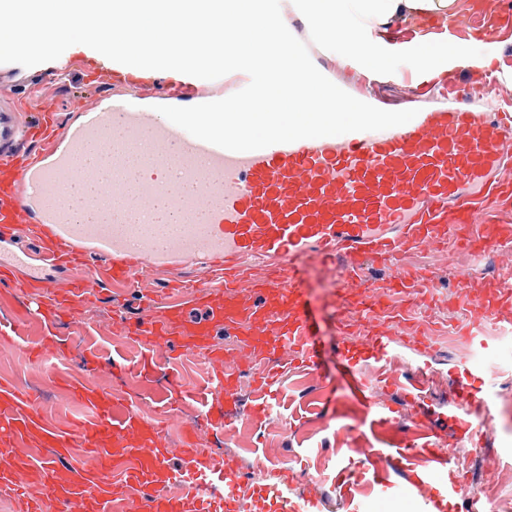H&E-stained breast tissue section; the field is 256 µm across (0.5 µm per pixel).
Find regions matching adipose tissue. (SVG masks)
I'll return each instance as SVG.
<instances>
[{"mask_svg":"<svg viewBox=\"0 0 512 512\" xmlns=\"http://www.w3.org/2000/svg\"><path fill=\"white\" fill-rule=\"evenodd\" d=\"M459 0H0V58L65 62L73 47L111 61L123 82L157 77L196 86L212 75L251 77L258 103H225L249 132L288 135L361 118L360 99L341 96L324 70L284 39L300 21L319 48L364 75L391 68L403 50L413 68L437 78L457 64L483 65L476 40L442 44L413 20L452 16Z\"/></svg>","mask_w":512,"mask_h":512,"instance_id":"obj_1","label":"adipose tissue"}]
</instances>
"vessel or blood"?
Instances as JSON below:
<instances>
[{"label": "vessel or blood", "instance_id": "obj_1", "mask_svg": "<svg viewBox=\"0 0 512 512\" xmlns=\"http://www.w3.org/2000/svg\"><path fill=\"white\" fill-rule=\"evenodd\" d=\"M483 86L497 95V111L472 108L468 78H419L400 109L274 140L230 127L214 133L189 113L165 116L137 98L79 99L76 124L47 104L33 119L0 111V234L41 240L37 264L23 251L0 253L7 298H24L13 337L39 322L43 337L31 351L44 360L65 345L57 323L82 318L95 284L110 283L117 302L137 295L142 315L116 310L114 331L152 346L188 336L193 348L209 349L212 375L196 401L217 431L240 370L210 350L214 332L316 368L299 280L305 260L337 268L349 313L340 332L367 337L377 361L392 336L428 338L431 323L409 318L404 304L432 298L436 274L407 266V257L456 245L479 257L512 245V89L492 69ZM427 96L437 105L421 108ZM21 136L38 141V151L17 153ZM189 260L199 264L195 273L184 270ZM44 265L69 270L72 282L49 283ZM375 266L389 269L388 279L373 281ZM159 273L170 282L163 292L147 286ZM511 302L512 267L495 292L468 301L467 338L504 318ZM475 382L461 378L455 414L473 440L494 419ZM58 388L85 408L81 420L57 422L38 412L30 392L0 384V459L8 465L0 484L13 490L15 512H129L135 493L141 512H172L164 492L171 485L185 488L183 512H200L215 478L226 512H250L233 459L217 461L189 433L183 465L172 469L161 429L136 404L117 408L69 375ZM33 444L54 458L19 455ZM83 454L97 469L59 480L55 460Z\"/></svg>", "mask_w": 512, "mask_h": 512}]
</instances>
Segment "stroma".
Here are the masks:
<instances>
[{"instance_id":"1","label":"stroma","mask_w":512,"mask_h":512,"mask_svg":"<svg viewBox=\"0 0 512 512\" xmlns=\"http://www.w3.org/2000/svg\"><path fill=\"white\" fill-rule=\"evenodd\" d=\"M298 46L353 94L381 106H400L403 70H394L378 83L358 75L350 64L325 57L307 37H300ZM88 89L102 96L127 91L106 77L90 83L86 72L78 69L61 81L50 68L21 69L0 59V92L18 105H27L37 95L73 122L79 118L74 100ZM409 264L440 276L435 300L424 309L435 327L429 352L412 351L408 343L395 338L389 344L386 365L376 363L364 350V337L338 332L342 312L332 274L321 266L308 265L300 279L320 356L318 372L284 366L277 357L258 351L247 353L249 363L239 379L236 397L248 417L228 422L220 433L203 427L200 407L191 398H182L179 415H168L163 409L172 395L169 374H177L188 389L204 384L211 373L206 360L192 353L172 359L165 348L146 346L113 332L115 304L104 285L99 286L82 324L58 327V334L68 339L58 358L41 364L31 355L30 343L40 339L38 324H29L24 343L0 336V378L38 392V409L58 417L75 416L79 410L55 387L51 373L89 376L111 394L113 402L140 404L144 416L163 428L172 449L169 463L174 467L180 463L184 428L198 427L201 442L215 458L233 457L244 483L259 487L255 512H282L286 502L304 495L317 499V512H421L414 489L420 466L391 460L388 447L429 435L453 448V462L468 465L481 512H512V327L488 322L476 343L456 333L462 321L458 272L471 271L470 287L483 290L503 280L504 264L498 254L489 253L479 260L463 247L447 254L423 250L412 255ZM349 348L362 352L352 369L340 358ZM148 356L160 362L151 378L131 374L122 378L112 372L111 360H120L131 370ZM270 370L276 374V383L271 396L263 399L256 380ZM467 370L477 374L476 385L495 410L493 426L478 451L451 417L459 380ZM422 379L427 382L425 398L417 408L408 389ZM365 392L375 393L388 422L358 439L351 449L344 443L343 432L363 415L359 398ZM422 409L429 414L430 427L414 423ZM283 476L288 479L283 496H267L265 486Z\"/></svg>"}]
</instances>
